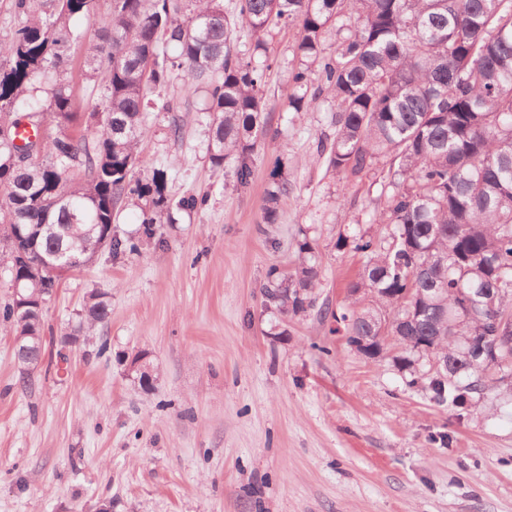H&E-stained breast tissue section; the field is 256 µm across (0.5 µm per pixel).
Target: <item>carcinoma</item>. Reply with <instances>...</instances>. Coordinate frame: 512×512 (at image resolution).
Masks as SVG:
<instances>
[{
	"mask_svg": "<svg viewBox=\"0 0 512 512\" xmlns=\"http://www.w3.org/2000/svg\"><path fill=\"white\" fill-rule=\"evenodd\" d=\"M12 0L13 34L0 42V251L9 258L21 297L0 307V320L22 337L32 366L45 355L43 309L57 281L100 252H134L139 241L112 234L123 207L140 210L141 239L174 212L199 209L195 195L173 201L168 173L147 169L141 143L149 114L167 112L170 136L182 137V102L152 98L174 77L203 94L197 119L206 123L212 166L232 164L249 184L255 152L268 135L263 86L266 35L298 27L300 66L288 88V110L307 112L323 96L336 106V133L319 141L327 168L358 177L378 160L388 165L387 193L376 223L383 237L352 236L366 261L349 286L340 314L326 304L320 318L345 323L355 352L379 327L403 349L392 357L406 386L421 387L440 405L463 413L495 386L512 397V346L497 340L512 322V0H110V23L85 43V79L97 102L94 138L81 127L67 78L71 46L82 34L67 21L96 14L98 0ZM356 26L336 54L323 55L326 33L344 17ZM242 30L252 55L233 44ZM45 126L42 139L21 129ZM33 149L17 163L16 154ZM263 222L278 220L288 192L272 173ZM289 275L272 267L263 296L297 313L315 306L319 275L313 247ZM109 303L91 291L78 333L104 324ZM473 336L495 355L465 353ZM448 359L430 372L427 352Z\"/></svg>",
	"mask_w": 512,
	"mask_h": 512,
	"instance_id": "cac0c4a2",
	"label": "carcinoma"
}]
</instances>
